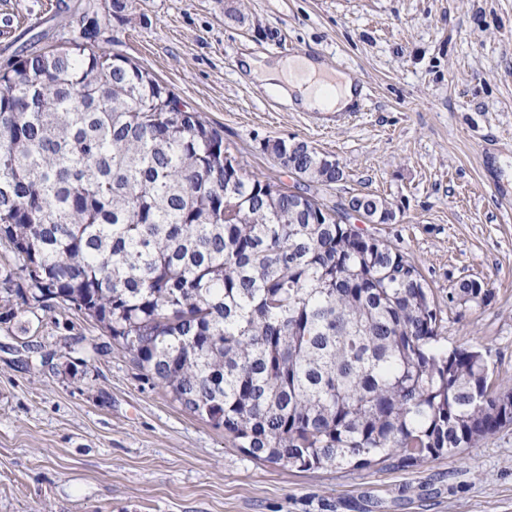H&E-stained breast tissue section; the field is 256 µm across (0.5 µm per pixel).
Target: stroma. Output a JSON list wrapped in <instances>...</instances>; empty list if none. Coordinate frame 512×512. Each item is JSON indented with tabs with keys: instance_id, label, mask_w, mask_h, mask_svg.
<instances>
[{
	"instance_id": "1",
	"label": "stroma",
	"mask_w": 512,
	"mask_h": 512,
	"mask_svg": "<svg viewBox=\"0 0 512 512\" xmlns=\"http://www.w3.org/2000/svg\"><path fill=\"white\" fill-rule=\"evenodd\" d=\"M76 0H0V68ZM224 132L250 175L336 206L370 193L395 219L364 232L418 268L442 308L441 342L488 352L512 389V0H129L98 36ZM314 54L356 71L367 99L338 118L265 91L244 56ZM298 140L343 177L308 183L265 149ZM464 279L485 306L449 302ZM97 329L43 312L27 338L0 324V512H512V425L408 470L257 461L187 413L120 349L90 356Z\"/></svg>"
}]
</instances>
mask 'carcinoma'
<instances>
[{
    "instance_id": "obj_1",
    "label": "carcinoma",
    "mask_w": 512,
    "mask_h": 512,
    "mask_svg": "<svg viewBox=\"0 0 512 512\" xmlns=\"http://www.w3.org/2000/svg\"><path fill=\"white\" fill-rule=\"evenodd\" d=\"M87 0L55 49L0 69V321L81 314L182 409L299 471L417 467L512 424L487 355L438 345L418 268L312 197L249 176L221 130L129 58L88 45L124 12ZM265 150L316 185L342 170ZM363 219L390 203L358 194ZM493 293L461 281L449 301Z\"/></svg>"
}]
</instances>
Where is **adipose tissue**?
Returning a JSON list of instances; mask_svg holds the SVG:
<instances>
[{
  "label": "adipose tissue",
  "instance_id": "adipose-tissue-1",
  "mask_svg": "<svg viewBox=\"0 0 512 512\" xmlns=\"http://www.w3.org/2000/svg\"><path fill=\"white\" fill-rule=\"evenodd\" d=\"M246 65L251 75L265 87L280 91L298 99L301 106L317 112H339L344 110L354 96V82L344 72H336V83L326 89H319L317 77L324 70L323 64L307 57L279 60L276 62H259L247 60ZM302 69L304 78L287 81L290 69Z\"/></svg>",
  "mask_w": 512,
  "mask_h": 512
}]
</instances>
